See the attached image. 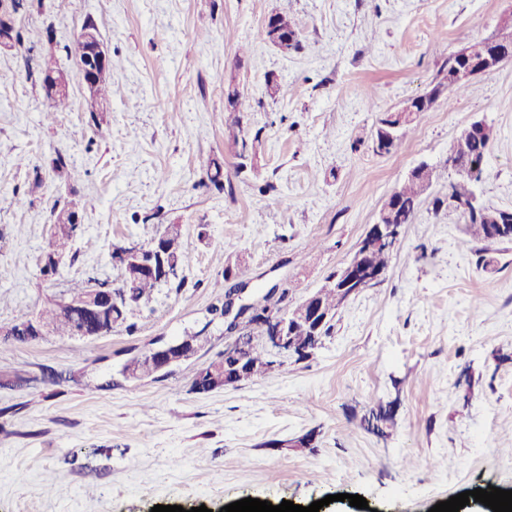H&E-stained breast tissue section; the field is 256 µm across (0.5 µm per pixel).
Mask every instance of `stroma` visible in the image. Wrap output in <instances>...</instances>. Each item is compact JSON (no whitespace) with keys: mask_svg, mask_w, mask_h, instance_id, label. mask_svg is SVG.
<instances>
[{"mask_svg":"<svg viewBox=\"0 0 512 512\" xmlns=\"http://www.w3.org/2000/svg\"><path fill=\"white\" fill-rule=\"evenodd\" d=\"M274 10L301 20V50L266 40ZM510 11L512 0H68L57 12L23 0V40L0 51V327L88 279L116 282L113 244L149 242L166 224L182 226L191 264L131 329L0 347V512H217L248 497L307 506L328 495L325 512H351L343 493L374 512H429L482 486L512 490V244L478 257L460 215L432 206L448 192L450 143L481 119L493 141L477 192L512 208V62L471 92L440 95L393 153L371 148L383 113L446 87L448 58L495 35ZM89 20L120 88L94 118L70 51ZM48 55L71 76L70 109L51 124L41 120ZM231 81L261 133L255 176L237 174L225 135ZM210 157L223 189L201 166ZM423 162L438 177L384 281L338 310L311 357L193 390L197 369L224 351L208 309L226 267L238 265L253 298L275 284L304 298ZM36 166L46 187L27 202ZM72 194L92 207L72 257L47 278L53 206ZM192 328L208 341L172 374L104 388L121 350Z\"/></svg>","mask_w":512,"mask_h":512,"instance_id":"stroma-1","label":"stroma"}]
</instances>
